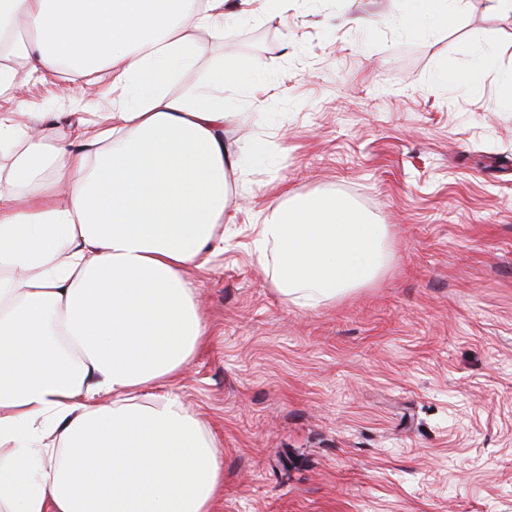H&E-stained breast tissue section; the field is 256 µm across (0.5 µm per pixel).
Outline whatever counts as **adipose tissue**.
I'll list each match as a JSON object with an SVG mask.
<instances>
[{
    "mask_svg": "<svg viewBox=\"0 0 512 512\" xmlns=\"http://www.w3.org/2000/svg\"><path fill=\"white\" fill-rule=\"evenodd\" d=\"M226 3L0 0V42L28 73L110 85L103 100L73 98L69 140L38 136L51 115L26 103L0 114L13 151L0 184V512H217L216 437L171 384L207 340L191 273L224 250L228 177L270 153L256 137L224 145L225 125L247 118L230 82L240 61H217L185 94L168 86L223 38ZM392 4L429 28L456 18L450 0ZM385 237L357 207L286 190L250 247L308 308L371 283Z\"/></svg>",
    "mask_w": 512,
    "mask_h": 512,
    "instance_id": "1",
    "label": "adipose tissue"
}]
</instances>
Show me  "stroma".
Instances as JSON below:
<instances>
[{
    "label": "stroma",
    "instance_id": "1",
    "mask_svg": "<svg viewBox=\"0 0 512 512\" xmlns=\"http://www.w3.org/2000/svg\"><path fill=\"white\" fill-rule=\"evenodd\" d=\"M456 12L409 29L383 0H285L201 58L256 61L224 140L270 150L193 275L211 336L173 382L219 436L218 512H512V13ZM67 88L15 100L66 112ZM286 187L386 225L372 284L313 308L274 291L249 244Z\"/></svg>",
    "mask_w": 512,
    "mask_h": 512
}]
</instances>
